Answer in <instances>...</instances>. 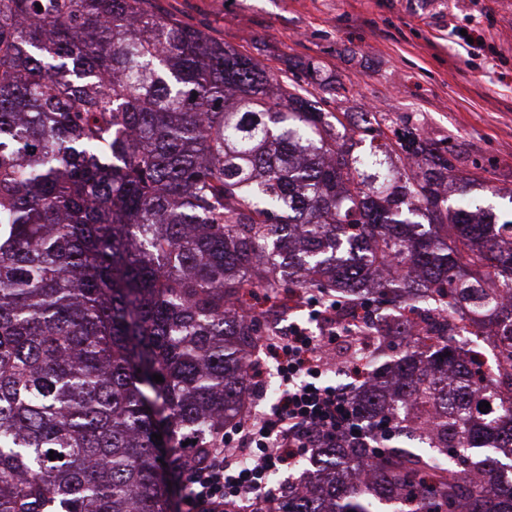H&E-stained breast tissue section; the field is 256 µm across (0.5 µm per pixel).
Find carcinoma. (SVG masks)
<instances>
[{
    "instance_id": "cac0c4a2",
    "label": "carcinoma",
    "mask_w": 512,
    "mask_h": 512,
    "mask_svg": "<svg viewBox=\"0 0 512 512\" xmlns=\"http://www.w3.org/2000/svg\"><path fill=\"white\" fill-rule=\"evenodd\" d=\"M384 121L353 154L301 85L149 0H0V512H170L183 443L236 425L275 335L231 314L253 288L502 324L512 364V217L467 176L448 204L452 161ZM394 310L378 335H407ZM491 397L454 342L404 351L358 400L389 443L317 449L278 512H512Z\"/></svg>"
}]
</instances>
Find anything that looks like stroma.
I'll use <instances>...</instances> for the list:
<instances>
[{
  "label": "stroma",
  "mask_w": 512,
  "mask_h": 512,
  "mask_svg": "<svg viewBox=\"0 0 512 512\" xmlns=\"http://www.w3.org/2000/svg\"><path fill=\"white\" fill-rule=\"evenodd\" d=\"M267 70L303 78L334 114L374 106L455 157L458 173L512 200V0H151ZM484 31L465 44L458 29Z\"/></svg>",
  "instance_id": "obj_1"
}]
</instances>
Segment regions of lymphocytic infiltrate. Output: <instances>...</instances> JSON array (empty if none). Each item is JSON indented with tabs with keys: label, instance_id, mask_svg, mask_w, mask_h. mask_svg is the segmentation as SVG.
I'll list each match as a JSON object with an SVG mask.
<instances>
[{
	"label": "lymphocytic infiltrate",
	"instance_id": "lymphocytic-infiltrate-1",
	"mask_svg": "<svg viewBox=\"0 0 512 512\" xmlns=\"http://www.w3.org/2000/svg\"><path fill=\"white\" fill-rule=\"evenodd\" d=\"M317 315L329 324L327 334L312 335L296 325L266 344L265 358L282 386L279 396L226 435L223 447L192 465L182 482L188 512H276L278 498L268 487L273 473L315 448L379 447V435L354 425L357 385L370 371L357 361L353 382L323 381L322 352L337 335L332 328L337 310L324 307Z\"/></svg>",
	"mask_w": 512,
	"mask_h": 512
}]
</instances>
